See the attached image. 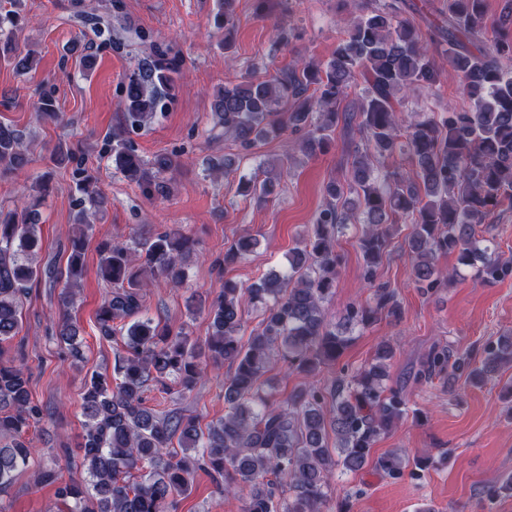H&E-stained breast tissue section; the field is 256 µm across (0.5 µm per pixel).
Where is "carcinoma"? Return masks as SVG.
Instances as JSON below:
<instances>
[{
  "label": "carcinoma",
  "instance_id": "carcinoma-1",
  "mask_svg": "<svg viewBox=\"0 0 512 512\" xmlns=\"http://www.w3.org/2000/svg\"><path fill=\"white\" fill-rule=\"evenodd\" d=\"M234 0H222L217 21L225 34L235 27ZM406 0H374L357 7L344 38L325 64L313 59L275 70L264 80L251 75L224 85L214 112L224 137L244 153L284 130L301 134V149L324 152L336 130L359 135L363 146L348 165L346 183L324 187L326 205L307 238L288 254V272L270 273L248 288L226 280L209 306L211 333L200 343L184 332L164 330L145 316L144 288L162 279L176 288L186 279V265L196 241L181 229L157 233L130 246L98 243L99 271L109 284L97 311L102 338L122 343L115 359V380L93 375L82 395L83 433L77 468L81 477L64 479L56 469H40L35 483L55 487L67 512H170L186 494L195 474L207 473L217 488L244 501V512H325L330 480L336 471L356 473L373 464L379 474L400 478L409 458L400 449L372 457L375 443L408 412L404 392L389 385L396 349L381 340L369 364L350 372L341 368L331 384L308 382L280 398L266 389L271 356L281 353L286 370L312 377L339 362L351 331L382 317L398 321L397 292L375 289L372 300L349 308L339 324L326 321L324 304L335 292L339 257L336 237L356 218L365 260L364 279L373 284L388 246L386 224L409 225L405 238L411 276L422 292L457 275L435 265L442 253L476 278L500 279L512 270L478 238L476 230L498 212L512 208V40L489 34L484 0H448V15L426 26L428 40L403 17ZM5 44L0 54H14L15 66L28 69L21 55L22 27L16 16L0 15ZM459 75V93L470 106L448 105L406 121L396 110L398 94L430 92L440 78L438 61ZM180 58L165 53L145 61L125 86V119L141 126L166 111L174 99ZM366 87L352 108L341 106L355 89L357 75ZM39 115L57 121L53 99L40 97ZM408 155L413 170L405 174L386 165L395 152ZM112 166L136 182L142 193L167 197L163 175L183 162L177 154H157L147 162L137 148L112 134ZM26 163L22 139L0 122V178ZM276 186L270 173L239 179L243 196L266 197ZM70 238L63 303L74 304V287L84 272L86 246L94 234L87 207L98 206L100 193L86 179ZM44 177L28 189L21 210L0 211V490L27 469L36 449L27 439L43 419L31 398L30 374L5 358V345L17 335L22 298L38 280L29 256L38 245ZM355 194L359 208L351 207ZM258 240L241 236L224 249V265L255 251ZM248 294L261 312L258 326L243 338L241 297ZM57 341L74 362L84 359L73 322L64 321ZM229 362L224 378V417L201 426L198 418L176 409L156 411L145 405L153 384L168 393L193 391L204 364ZM512 363V334L498 337L479 361L457 362L473 385L487 382L502 364ZM448 350H433L421 362L417 379L448 371ZM178 442L179 449L171 447ZM512 496V477L488 487L492 503Z\"/></svg>",
  "mask_w": 512,
  "mask_h": 512
}]
</instances>
